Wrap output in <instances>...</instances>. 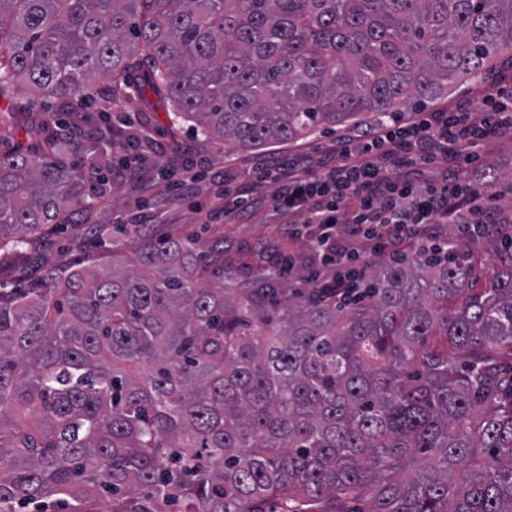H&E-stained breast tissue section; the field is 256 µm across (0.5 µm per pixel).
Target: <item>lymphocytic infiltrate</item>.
I'll return each instance as SVG.
<instances>
[{"label": "lymphocytic infiltrate", "mask_w": 512, "mask_h": 512, "mask_svg": "<svg viewBox=\"0 0 512 512\" xmlns=\"http://www.w3.org/2000/svg\"><path fill=\"white\" fill-rule=\"evenodd\" d=\"M512 132V90L486 84L455 109L378 118L339 137L319 166L295 156L258 165L271 205L313 253L336 288L353 287L368 253L435 252L448 225L469 238L501 232L512 213L488 211L469 170L492 136ZM442 164L440 179L422 178Z\"/></svg>", "instance_id": "obj_1"}]
</instances>
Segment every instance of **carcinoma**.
<instances>
[{"label":"carcinoma","instance_id":"obj_1","mask_svg":"<svg viewBox=\"0 0 512 512\" xmlns=\"http://www.w3.org/2000/svg\"><path fill=\"white\" fill-rule=\"evenodd\" d=\"M512 52V0H0V250L89 207L95 83L259 150L427 103ZM53 128L55 134L44 136ZM0 280V512H512V265L409 253L336 289L237 281L146 227Z\"/></svg>","mask_w":512,"mask_h":512}]
</instances>
